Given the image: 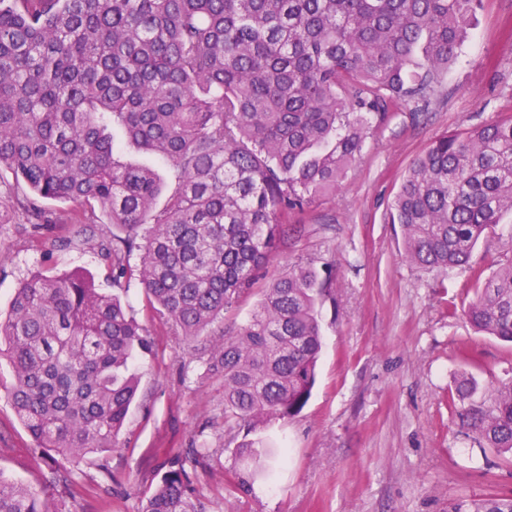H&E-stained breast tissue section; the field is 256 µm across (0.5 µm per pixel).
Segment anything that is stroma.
Listing matches in <instances>:
<instances>
[{
    "mask_svg": "<svg viewBox=\"0 0 512 512\" xmlns=\"http://www.w3.org/2000/svg\"><path fill=\"white\" fill-rule=\"evenodd\" d=\"M512 113V0H484L472 37L426 111L403 108L367 139L335 195L316 203L289 231L274 265L305 259L328 269L332 288L321 307L323 347L303 410L256 428L251 439L285 448L273 481L253 491L228 488L242 463L224 420V381L207 369L208 349L243 324L258 300L250 294L216 321L209 335L185 344L148 316L138 282L116 287L95 244L69 223L70 203L42 201L63 224L52 252L34 247L21 201L27 196L0 167V310L36 270L89 273L117 291L153 343L138 365L139 396L118 448L65 464L53 479L8 390L13 370L0 361V472L38 490L54 512H141L169 461L192 448L209 451L196 487L207 512H448L458 500L512 491V464L459 426L468 405L456 393L466 377L476 399L512 380V344L476 332L463 315L475 268L492 272L508 254L504 217L476 246L469 267L447 275L403 258L399 226L388 206L413 160L434 138Z\"/></svg>",
    "mask_w": 512,
    "mask_h": 512,
    "instance_id": "stroma-1",
    "label": "stroma"
}]
</instances>
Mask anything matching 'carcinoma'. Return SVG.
<instances>
[{
  "label": "carcinoma",
  "mask_w": 512,
  "mask_h": 512,
  "mask_svg": "<svg viewBox=\"0 0 512 512\" xmlns=\"http://www.w3.org/2000/svg\"><path fill=\"white\" fill-rule=\"evenodd\" d=\"M483 0H0V166L36 201L99 209L125 236L98 249L112 283L135 279L187 344L265 279L249 318L209 350L224 412L242 429L298 414L322 349L331 280L310 261L268 270L288 222L336 193L374 128L426 102L458 59ZM125 146L176 171L124 164ZM512 215V113L439 135L390 205L404 258L447 274ZM139 263L131 265L133 251ZM477 284L471 326L512 342V257ZM148 331L120 298L75 272H32L0 317L11 406L38 449L64 461L112 450ZM512 459V380L459 413ZM238 490L269 478L271 452L243 442ZM204 448L173 458L141 512H205ZM192 468H187V464ZM0 512H48L0 473ZM449 512H512V492Z\"/></svg>",
  "instance_id": "1"
}]
</instances>
